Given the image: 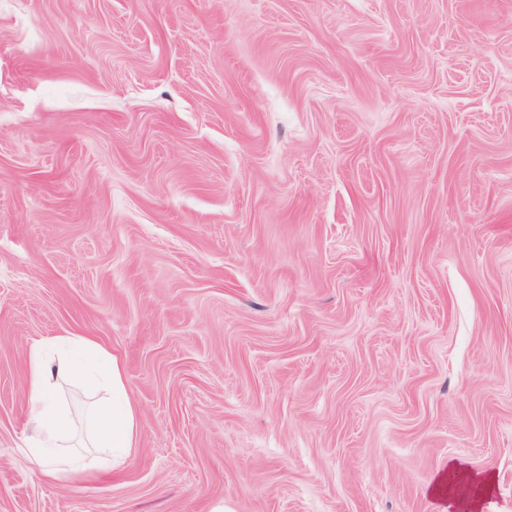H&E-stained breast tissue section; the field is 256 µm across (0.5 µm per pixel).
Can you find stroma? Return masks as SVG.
<instances>
[{"mask_svg":"<svg viewBox=\"0 0 512 512\" xmlns=\"http://www.w3.org/2000/svg\"><path fill=\"white\" fill-rule=\"evenodd\" d=\"M66 336L142 442L55 483ZM218 502L512 512V0H0V512ZM67 343L81 347L105 364L112 401L98 403L94 408L90 446L97 448L100 453L96 468L101 471L114 470L140 448L141 426L136 406L125 384L122 362L88 339L76 338ZM46 348L44 342H36L30 349L27 423L35 435V442L26 448V454L42 477L66 482L74 475L86 472L90 466L83 455L68 445L75 421L69 411L57 406L56 387L59 382L76 379L81 369L62 357L56 362L47 361Z\"/></svg>","mask_w":512,"mask_h":512,"instance_id":"obj_1","label":"stroma"}]
</instances>
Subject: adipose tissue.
<instances>
[{
  "label": "adipose tissue",
  "mask_w": 512,
  "mask_h": 512,
  "mask_svg": "<svg viewBox=\"0 0 512 512\" xmlns=\"http://www.w3.org/2000/svg\"><path fill=\"white\" fill-rule=\"evenodd\" d=\"M76 344L93 358L102 361L106 368V381L112 399L94 408L90 445L100 453L98 469L113 470L133 457L140 447L138 412L125 384L121 360L88 339H77ZM45 354V343L32 345L27 379L30 397L27 423L35 435V441L27 448L26 454L36 464L42 477L65 482L89 468L84 456L69 445L75 426L71 413L56 404L58 384L76 379L80 368L64 358L47 361Z\"/></svg>",
  "instance_id": "adipose-tissue-1"
}]
</instances>
